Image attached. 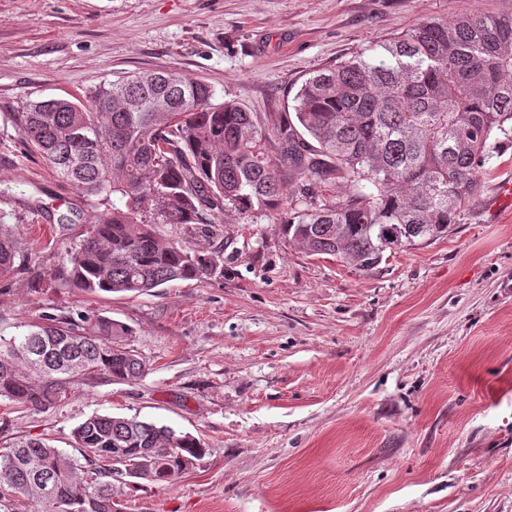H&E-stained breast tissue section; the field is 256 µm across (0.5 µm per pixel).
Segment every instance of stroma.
Segmentation results:
<instances>
[{"mask_svg":"<svg viewBox=\"0 0 512 512\" xmlns=\"http://www.w3.org/2000/svg\"><path fill=\"white\" fill-rule=\"evenodd\" d=\"M475 12L512 15V0H0V224L49 275L97 207L21 143L10 115L28 102L171 70L264 126L312 71ZM491 165L447 236L370 271L230 210L214 237L156 227L220 252V278L96 296L0 276V336L109 318L147 366L48 410L0 400V448L35 437L70 454L75 426L117 413L206 450L175 485L113 481L125 512H512V141Z\"/></svg>","mask_w":512,"mask_h":512,"instance_id":"1","label":"stroma"}]
</instances>
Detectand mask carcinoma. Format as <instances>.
<instances>
[{
    "mask_svg": "<svg viewBox=\"0 0 512 512\" xmlns=\"http://www.w3.org/2000/svg\"><path fill=\"white\" fill-rule=\"evenodd\" d=\"M512 16L426 20L372 53L309 74L293 112L264 130L234 100L173 71L105 82L84 102L33 101L12 121L73 190L101 208L69 252L63 287L145 294L169 282L224 276L218 251L165 242L157 224H198L235 210L276 216L311 256L372 270L385 253L448 233L497 145L512 138ZM141 106L126 110L121 101ZM270 136L278 161L261 146ZM343 190L315 201L314 184ZM293 183L299 196L286 200ZM21 243L0 227V275L23 270ZM86 317L0 336V399L49 409L97 378L131 383L146 372L125 344L131 330ZM41 357L50 372L33 368ZM77 460L42 438L0 451V512L24 499L47 512H119L110 478L172 485L204 455L192 435L153 420L94 413L73 429ZM96 475L78 477L80 468Z\"/></svg>",
    "mask_w": 512,
    "mask_h": 512,
    "instance_id": "obj_1",
    "label": "carcinoma"
}]
</instances>
